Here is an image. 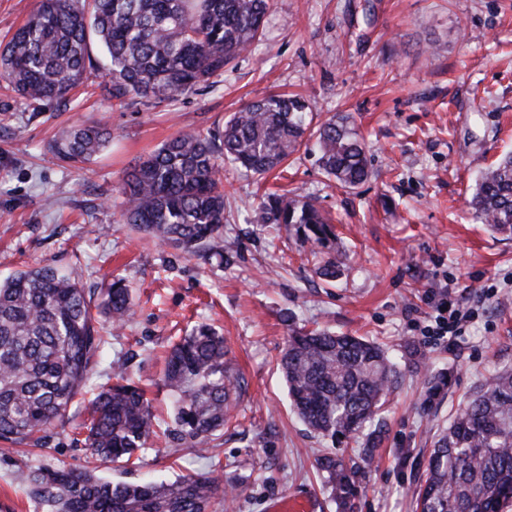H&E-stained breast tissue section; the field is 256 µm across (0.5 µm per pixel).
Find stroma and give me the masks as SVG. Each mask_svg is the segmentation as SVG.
I'll return each instance as SVG.
<instances>
[{
    "label": "stroma",
    "mask_w": 512,
    "mask_h": 512,
    "mask_svg": "<svg viewBox=\"0 0 512 512\" xmlns=\"http://www.w3.org/2000/svg\"><path fill=\"white\" fill-rule=\"evenodd\" d=\"M85 83L58 102L21 98L0 82V279L27 267L75 271L99 291L125 278L135 314L107 344L91 380L106 383L113 359L152 400L159 423L171 406L165 357L196 324L223 334L244 377L238 423L200 450L151 438L140 466L95 459L75 427L88 397L42 447L0 453V512H37L17 483L26 461L89 468L136 482L215 472L235 485L212 512H269L283 498L313 512H413L435 436L498 371L512 368V238L473 217L483 169L512 153V0H274L255 49L212 87L171 102L117 107L103 96L100 49ZM271 93L304 96L315 122L346 119L363 138L373 174L336 186L313 144L266 178L226 169L223 258L189 257L120 220L125 173L180 133H207ZM99 121L111 143L88 163L57 160L61 129ZM267 192L315 199L336 226L342 273L314 272L289 227L270 238L256 207ZM469 313L455 345L427 341L433 295ZM366 336L388 348L401 378L375 427L374 462L361 447L310 431L292 412L278 362L292 331ZM448 384L424 407L423 379ZM325 454L360 466L351 510L315 467Z\"/></svg>",
    "instance_id": "35a3bbf8"
}]
</instances>
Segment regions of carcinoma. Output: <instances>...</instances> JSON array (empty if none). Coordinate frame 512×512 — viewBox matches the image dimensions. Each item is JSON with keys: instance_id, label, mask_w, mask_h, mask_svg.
I'll return each mask as SVG.
<instances>
[{"instance_id": "cac0c4a2", "label": "carcinoma", "mask_w": 512, "mask_h": 512, "mask_svg": "<svg viewBox=\"0 0 512 512\" xmlns=\"http://www.w3.org/2000/svg\"><path fill=\"white\" fill-rule=\"evenodd\" d=\"M272 0H39L29 19L0 45V79L21 96L59 101L92 67L97 43L109 64L112 104L158 103L210 85L261 37ZM309 106L274 94L233 113L208 135L167 140L129 171L118 188L121 221L189 256H222V177L228 165L262 175L279 166L305 137L316 138L319 163L344 189L372 175L357 133L329 119L307 122ZM112 139L103 123L62 132L50 145L63 162H86ZM476 220L512 235V153L486 169L470 201ZM261 219L295 227L301 245L331 249L336 232L312 200L268 193ZM332 257L316 273L336 278ZM132 292L115 276L100 301L71 271L41 266L0 280V442L19 446L65 418L104 350L103 323L123 328ZM280 368L300 419L330 437L366 435L396 388L399 372L386 352L360 336L295 331ZM118 383L91 402L84 443L113 463H129L155 433L143 390L128 383L126 363H112ZM172 397L169 436L204 444L233 424L244 381L226 358L224 337L200 324L173 348L164 372ZM345 507L358 470L341 458L317 460ZM19 478L42 512H208L228 487L210 473L172 482L114 483L87 470L24 463ZM512 503V369L485 380L437 439L417 492L418 512H503Z\"/></svg>"}]
</instances>
